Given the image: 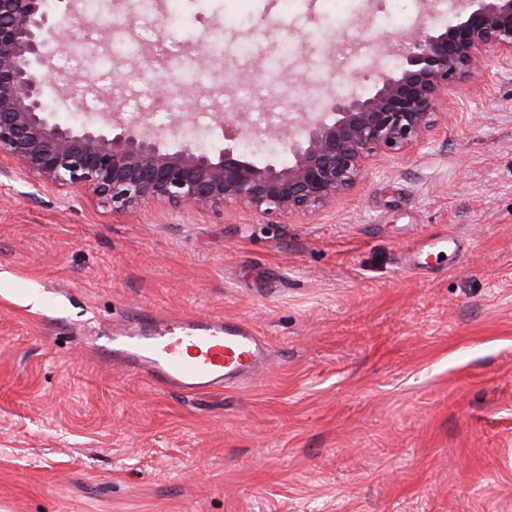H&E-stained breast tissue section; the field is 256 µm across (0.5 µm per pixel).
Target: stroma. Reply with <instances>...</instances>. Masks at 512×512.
I'll use <instances>...</instances> for the list:
<instances>
[{
  "label": "stroma",
  "mask_w": 512,
  "mask_h": 512,
  "mask_svg": "<svg viewBox=\"0 0 512 512\" xmlns=\"http://www.w3.org/2000/svg\"><path fill=\"white\" fill-rule=\"evenodd\" d=\"M454 16L372 0L312 25L287 0H159L95 61L56 56L94 89L85 111L51 105L100 123L104 87L139 112L184 80L144 69L161 42L204 83L178 106L187 138L217 148L222 115L302 73L366 90L418 21ZM346 22L373 48L354 84ZM135 308L242 321L271 357L238 389L163 391L95 350ZM0 512H512V63L487 52L418 148L306 215H115L0 173Z\"/></svg>",
  "instance_id": "1"
}]
</instances>
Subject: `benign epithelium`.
Returning a JSON list of instances; mask_svg holds the SVG:
<instances>
[{
	"instance_id": "7a95c632",
	"label": "benign epithelium",
	"mask_w": 512,
	"mask_h": 512,
	"mask_svg": "<svg viewBox=\"0 0 512 512\" xmlns=\"http://www.w3.org/2000/svg\"><path fill=\"white\" fill-rule=\"evenodd\" d=\"M73 40L48 0H0V159L45 186L71 188L112 213L146 204L199 211L244 207L260 216L308 212L336 200L369 160L417 147L439 105L471 66L494 50L512 61V0H460L439 29L420 22L398 44L396 63L365 92L329 95L316 112H280L288 159L252 160L245 136L263 130L224 120V146L205 151L152 114L113 112L107 129L52 122L48 99L56 50Z\"/></svg>"
}]
</instances>
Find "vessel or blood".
I'll return each instance as SVG.
<instances>
[{
  "label": "vessel or blood",
  "instance_id": "1",
  "mask_svg": "<svg viewBox=\"0 0 512 512\" xmlns=\"http://www.w3.org/2000/svg\"><path fill=\"white\" fill-rule=\"evenodd\" d=\"M102 353L156 387L205 394L239 387L268 360L266 341L240 321L193 314L126 313Z\"/></svg>",
  "mask_w": 512,
  "mask_h": 512
}]
</instances>
